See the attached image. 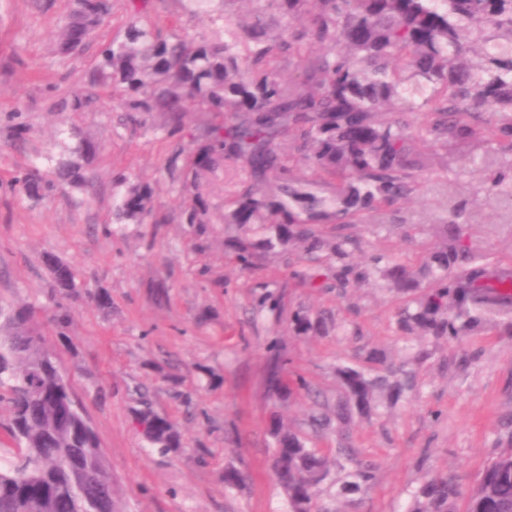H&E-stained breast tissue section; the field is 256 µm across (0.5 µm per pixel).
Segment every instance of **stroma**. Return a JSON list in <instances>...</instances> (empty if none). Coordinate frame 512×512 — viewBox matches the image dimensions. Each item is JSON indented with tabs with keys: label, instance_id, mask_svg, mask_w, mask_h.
I'll use <instances>...</instances> for the list:
<instances>
[{
	"label": "stroma",
	"instance_id": "1",
	"mask_svg": "<svg viewBox=\"0 0 512 512\" xmlns=\"http://www.w3.org/2000/svg\"><path fill=\"white\" fill-rule=\"evenodd\" d=\"M71 8L72 0H0V301L33 307L31 327L57 354L98 436L122 512H288L270 468V425L303 431L313 401L272 394L271 344L288 360L282 378L303 375L332 400L337 366L363 365L368 348L399 363L406 340L396 320L404 301L370 286L342 293L300 284L290 276L298 265L292 253L240 271L224 249V192L238 181L231 173H218L209 188L212 222L198 241L184 220L187 198L168 170L176 145L152 130L160 114L145 128L128 124L119 97L107 90L85 111H63L87 88L98 44L123 38L129 17L126 0H114L91 42L65 56L58 34ZM74 126L101 143L87 164L93 189L75 202L13 192L19 170L65 154L60 133ZM414 150L433 160L428 186L397 203L383 226H351L360 257L391 253L414 264L439 241L428 220L449 189L479 203L478 173L448 184L444 155L421 142ZM119 172L153 186L154 209L145 223L110 236L102 227L112 221ZM499 216L485 210L483 223L464 233L485 262L512 268V227ZM47 252L107 291L111 307L67 301L71 322L58 334ZM158 282L167 286L165 297L154 293ZM264 290L280 296L284 321L257 312ZM298 310L323 316V331L290 332L286 318ZM418 378L419 392L397 410L357 421L351 443L357 459L375 464V479L351 500L338 496L337 485H323L320 499L330 512H406L426 472L458 478L469 491L497 442L512 439V335L505 327L437 345ZM145 402L177 426L180 453L148 446L133 422ZM229 469L242 475L237 488L224 485Z\"/></svg>",
	"mask_w": 512,
	"mask_h": 512
}]
</instances>
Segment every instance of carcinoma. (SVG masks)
I'll list each match as a JSON object with an SVG mask.
<instances>
[{
    "instance_id": "cac0c4a2",
    "label": "carcinoma",
    "mask_w": 512,
    "mask_h": 512,
    "mask_svg": "<svg viewBox=\"0 0 512 512\" xmlns=\"http://www.w3.org/2000/svg\"><path fill=\"white\" fill-rule=\"evenodd\" d=\"M253 5L251 19H234L232 5ZM150 0H129L132 22L122 40L100 47L94 86L119 94L129 122L165 115L162 130L183 139L188 108L211 114L178 151L185 155L181 187L193 189L186 223L198 236L210 223L202 191L222 163L241 169L224 200V223L239 235L227 241L235 263L252 270L267 257L301 254L294 277L312 288L334 283L345 291L382 280L405 297L397 328L405 336L449 345L482 330L490 316H512V271L488 267L462 235L478 224L448 192L444 240L410 270L388 254L364 264L348 262L357 240L345 226L381 217L419 187L428 164L412 150L419 140L448 151L466 144L461 167L480 173L485 204L512 201V0H181L185 14L208 17L210 33L182 28L164 33L145 18ZM112 15L111 0H76L64 23L59 50L85 46ZM305 62L288 83L277 64ZM423 120H413L415 113ZM69 157L45 171L38 163L13 177L28 197L89 185L81 161L95 143L77 129ZM116 234L123 224L151 215L154 188L112 180ZM59 294L85 290L99 307L109 294L77 279L48 254ZM26 305H0V403L18 452L0 458V512H121L112 484L99 488L108 465L98 437L81 411L56 355L28 323ZM324 319L299 311L289 321L296 336L322 330ZM429 352L420 348L417 362ZM409 360V361H411ZM409 361L381 371V352H366L370 367L337 370L342 396L332 405L314 394L319 411L307 426L314 436L336 431L337 453L352 464L339 494H355L375 478V466L354 458L346 431L356 418L393 408L415 389ZM149 447L165 454L183 448L167 418L145 407L134 412ZM273 473L289 512H327L318 488L329 479L328 459L277 422L270 429ZM457 480L424 476L409 512H452ZM464 512H512V441L486 462L468 493Z\"/></svg>"
}]
</instances>
